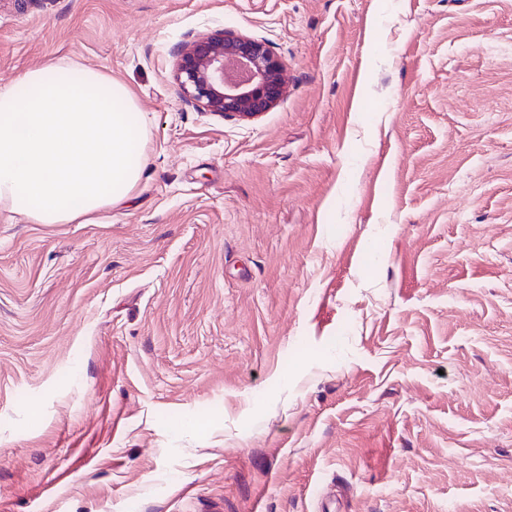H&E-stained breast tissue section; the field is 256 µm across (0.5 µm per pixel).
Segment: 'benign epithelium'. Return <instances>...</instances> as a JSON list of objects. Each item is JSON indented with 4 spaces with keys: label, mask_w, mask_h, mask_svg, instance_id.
Listing matches in <instances>:
<instances>
[{
    "label": "benign epithelium",
    "mask_w": 512,
    "mask_h": 512,
    "mask_svg": "<svg viewBox=\"0 0 512 512\" xmlns=\"http://www.w3.org/2000/svg\"><path fill=\"white\" fill-rule=\"evenodd\" d=\"M170 55L182 98L208 112L252 120L282 97L284 65L263 39L224 28L187 32Z\"/></svg>",
    "instance_id": "1"
}]
</instances>
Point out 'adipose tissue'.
Returning <instances> with one entry per match:
<instances>
[{"instance_id":"ef3b65f1","label":"adipose tissue","mask_w":512,"mask_h":512,"mask_svg":"<svg viewBox=\"0 0 512 512\" xmlns=\"http://www.w3.org/2000/svg\"><path fill=\"white\" fill-rule=\"evenodd\" d=\"M147 130L131 89L58 63L0 87V210L70 224L120 205L142 176Z\"/></svg>"}]
</instances>
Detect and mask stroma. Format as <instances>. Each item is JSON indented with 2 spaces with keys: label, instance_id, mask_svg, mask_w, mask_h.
Masks as SVG:
<instances>
[{
  "label": "stroma",
  "instance_id": "1",
  "mask_svg": "<svg viewBox=\"0 0 512 512\" xmlns=\"http://www.w3.org/2000/svg\"><path fill=\"white\" fill-rule=\"evenodd\" d=\"M285 64L243 121L171 46ZM148 131L127 205L0 219V512H512V0H0ZM170 55L182 98L208 112L252 120L282 97L284 65L266 40L224 28L205 37L187 32Z\"/></svg>",
  "mask_w": 512,
  "mask_h": 512
}]
</instances>
